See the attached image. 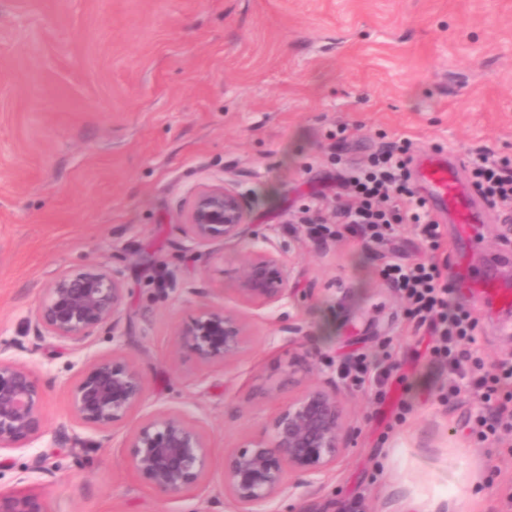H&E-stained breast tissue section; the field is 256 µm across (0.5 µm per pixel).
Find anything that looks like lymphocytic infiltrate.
<instances>
[{
    "mask_svg": "<svg viewBox=\"0 0 512 512\" xmlns=\"http://www.w3.org/2000/svg\"><path fill=\"white\" fill-rule=\"evenodd\" d=\"M406 152L386 148L370 158L368 164L352 171L348 178L351 193L336 203L337 238H360L364 247H381L396 237L403 227H412L421 237L428 259L405 263L388 261L381 275L408 302L405 318L417 332L432 338L430 353L439 371L448 375V395L473 391L490 407L489 415L475 419L474 433L479 440L512 435V368L491 372L485 369L477 352L469 350L477 319L474 310L462 301L455 274L447 263L435 259L447 235L424 197L410 185ZM471 184L493 210L512 211V161L494 153L479 151L468 160Z\"/></svg>",
    "mask_w": 512,
    "mask_h": 512,
    "instance_id": "lymphocytic-infiltrate-1",
    "label": "lymphocytic infiltrate"
}]
</instances>
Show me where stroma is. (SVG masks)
Here are the masks:
<instances>
[{"instance_id":"35a3bbf8","label":"stroma","mask_w":512,"mask_h":512,"mask_svg":"<svg viewBox=\"0 0 512 512\" xmlns=\"http://www.w3.org/2000/svg\"><path fill=\"white\" fill-rule=\"evenodd\" d=\"M406 141L416 157L512 159V0H0V340L31 347L27 319L57 269L106 264L127 289L117 327L87 348L49 340L33 352L47 432L9 453L0 488L26 478L49 512H231L225 452L340 361L389 354L406 367L384 403L346 389L355 441L334 475L278 512H512V443L478 442L479 404L444 398L404 299L379 275L389 251L322 244L299 222L310 206L334 224L342 168ZM227 177L246 196L244 236L190 244L193 191ZM261 234L283 244L295 293L273 313L234 291ZM202 300L248 319L232 367L180 350ZM467 301L485 362L512 360V315ZM291 320L304 346L285 339ZM117 349L147 378L144 406L109 438L83 428L84 446L57 443L86 358ZM402 396L411 409L398 423ZM167 408L201 418L211 445L206 481L181 498L146 486L123 446ZM43 450L48 473L27 474Z\"/></svg>"}]
</instances>
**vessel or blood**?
I'll use <instances>...</instances> for the list:
<instances>
[{
  "instance_id": "obj_1",
  "label": "vessel or blood",
  "mask_w": 512,
  "mask_h": 512,
  "mask_svg": "<svg viewBox=\"0 0 512 512\" xmlns=\"http://www.w3.org/2000/svg\"><path fill=\"white\" fill-rule=\"evenodd\" d=\"M419 173L428 188L427 200L434 215H447L459 244L477 243V227L484 223L487 208L469 186L460 182L456 162L428 153L420 161ZM467 286L502 307H512V288L495 282L492 275L468 281Z\"/></svg>"
}]
</instances>
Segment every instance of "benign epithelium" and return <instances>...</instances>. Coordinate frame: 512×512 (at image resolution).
Wrapping results in <instances>:
<instances>
[{"label": "benign epithelium", "instance_id": "benign-epithelium-1", "mask_svg": "<svg viewBox=\"0 0 512 512\" xmlns=\"http://www.w3.org/2000/svg\"><path fill=\"white\" fill-rule=\"evenodd\" d=\"M246 198L232 178L204 184L184 215L193 244L236 241L246 230ZM289 271L275 239L262 235L239 268L235 292L243 304L270 309L291 298ZM122 273L107 265L60 269L40 289L28 325L39 343L54 339L74 350L95 332L117 325L125 304ZM180 347L203 366H229L246 352L247 319L237 311L200 303L178 331ZM0 342V452L32 447L44 436L46 381L35 364ZM147 380L122 352L87 358L71 392L74 422L110 436L116 425L141 408ZM343 388L333 377L306 387L273 417L270 428L224 457V498L234 512H271L278 501L305 488L318 491L335 473L352 443ZM129 463L156 493L179 497L196 489L210 467V445L202 422L181 411L158 413L126 435ZM0 490V512H48L44 500L22 486Z\"/></svg>", "mask_w": 512, "mask_h": 512}]
</instances>
